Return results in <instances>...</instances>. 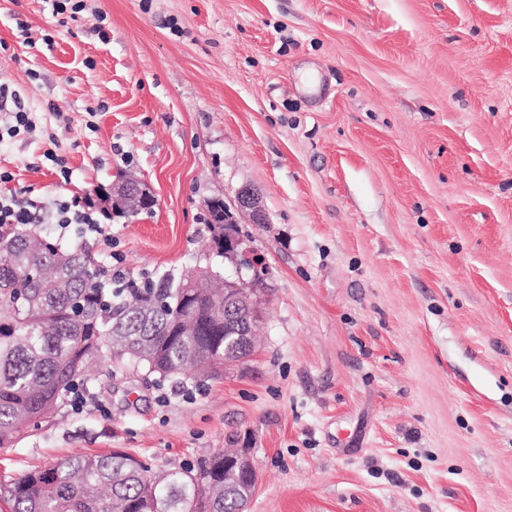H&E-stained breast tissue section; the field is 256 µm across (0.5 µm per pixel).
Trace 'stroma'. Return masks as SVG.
I'll return each mask as SVG.
<instances>
[{"mask_svg":"<svg viewBox=\"0 0 512 512\" xmlns=\"http://www.w3.org/2000/svg\"><path fill=\"white\" fill-rule=\"evenodd\" d=\"M84 4L64 29L0 0V79L36 124L0 141V192L48 229L54 199L138 176L152 213L62 239L136 275L204 262L208 200L252 189L259 345L193 392L103 378L0 448V485L242 448L247 512H512V0Z\"/></svg>","mask_w":512,"mask_h":512,"instance_id":"1","label":"stroma"}]
</instances>
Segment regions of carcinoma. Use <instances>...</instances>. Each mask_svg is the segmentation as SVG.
Masks as SVG:
<instances>
[{
	"label": "carcinoma",
	"instance_id": "cac0c4a2",
	"mask_svg": "<svg viewBox=\"0 0 512 512\" xmlns=\"http://www.w3.org/2000/svg\"><path fill=\"white\" fill-rule=\"evenodd\" d=\"M0 448L17 445L89 392L113 368L182 385L183 371H224V289L202 274L101 277L97 258L31 224L0 225ZM65 259L67 287L47 284ZM125 351L113 354L116 340ZM245 474L224 475V454L155 470L114 450L75 452L0 485L7 512H239Z\"/></svg>",
	"mask_w": 512,
	"mask_h": 512
}]
</instances>
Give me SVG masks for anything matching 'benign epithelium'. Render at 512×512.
I'll return each instance as SVG.
<instances>
[{
	"label": "benign epithelium",
	"instance_id": "7a95c632",
	"mask_svg": "<svg viewBox=\"0 0 512 512\" xmlns=\"http://www.w3.org/2000/svg\"><path fill=\"white\" fill-rule=\"evenodd\" d=\"M112 193V205L124 206L130 214H136V202L142 196L140 180L127 177L104 189ZM235 207L251 216L252 223H266V215L255 193L249 188L241 189L235 199ZM224 259L233 267V274L224 277V363L240 361L238 348L249 354L257 348L254 323L261 319L262 312L256 295L263 289L264 269L251 253L246 240L241 236L230 209H224ZM227 465L249 473L257 480L247 453L226 456Z\"/></svg>",
	"mask_w": 512,
	"mask_h": 512
}]
</instances>
